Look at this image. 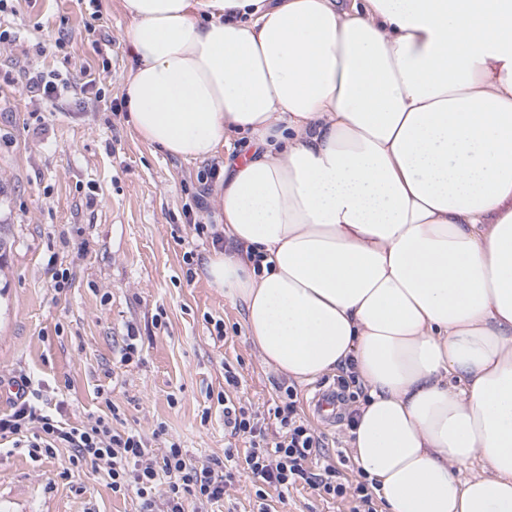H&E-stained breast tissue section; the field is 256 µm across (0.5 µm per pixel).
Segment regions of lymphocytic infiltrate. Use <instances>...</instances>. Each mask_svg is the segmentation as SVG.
<instances>
[{
	"label": "lymphocytic infiltrate",
	"instance_id": "1",
	"mask_svg": "<svg viewBox=\"0 0 512 512\" xmlns=\"http://www.w3.org/2000/svg\"><path fill=\"white\" fill-rule=\"evenodd\" d=\"M30 378H23L19 399L12 412L0 416V441L12 439L14 447L26 449L31 460L54 457L57 449H70L69 464L79 469L86 464H104L113 495L135 494L140 512H186L194 505L205 512L207 505L219 502L224 489L239 471L251 475L257 495L266 487L280 491L304 484L322 498H351L353 512H376L373 493L365 482L345 484L339 480L335 465H320L322 443L315 430L304 420L292 388H285L273 416L282 431L269 438L257 413L236 404L226 393H218L217 402L224 408V426L230 436L249 442L244 459H236L232 450L223 458L200 465L179 441L165 436L164 427L154 431L161 449H153L136 429L116 427L118 407H110L80 426H71L43 410L30 398Z\"/></svg>",
	"mask_w": 512,
	"mask_h": 512
}]
</instances>
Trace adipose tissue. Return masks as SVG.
Segmentation results:
<instances>
[{
    "label": "adipose tissue",
    "instance_id": "adipose-tissue-1",
    "mask_svg": "<svg viewBox=\"0 0 512 512\" xmlns=\"http://www.w3.org/2000/svg\"><path fill=\"white\" fill-rule=\"evenodd\" d=\"M122 6L135 135L223 163L198 274L262 362L355 373L385 512H512V0Z\"/></svg>",
    "mask_w": 512,
    "mask_h": 512
}]
</instances>
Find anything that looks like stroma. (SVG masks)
<instances>
[{
  "label": "stroma",
  "mask_w": 512,
  "mask_h": 512,
  "mask_svg": "<svg viewBox=\"0 0 512 512\" xmlns=\"http://www.w3.org/2000/svg\"><path fill=\"white\" fill-rule=\"evenodd\" d=\"M121 0H13L0 13V224L14 245L0 276V383L30 376L41 405L78 426L107 404L151 436L165 425L200 461L220 458L227 442L215 395L225 371L240 385L232 398L259 412L290 384L261 361L241 312L220 289L187 278L185 242L193 221H212V195L193 196L207 170L139 140L125 96L133 60L123 39ZM54 71L75 95L33 97L29 80ZM95 79L97 92L80 94ZM69 270L56 290L49 258ZM223 320L224 336L212 334ZM135 331L138 359L121 348ZM336 374L294 385L298 412L324 441V459L357 481L347 418L325 423L312 397ZM69 449L32 461L23 449L0 452V512H138L135 495L114 496L104 469L68 473ZM350 512L308 486L257 498L249 474L224 490L212 512Z\"/></svg>",
  "instance_id": "obj_1"
}]
</instances>
